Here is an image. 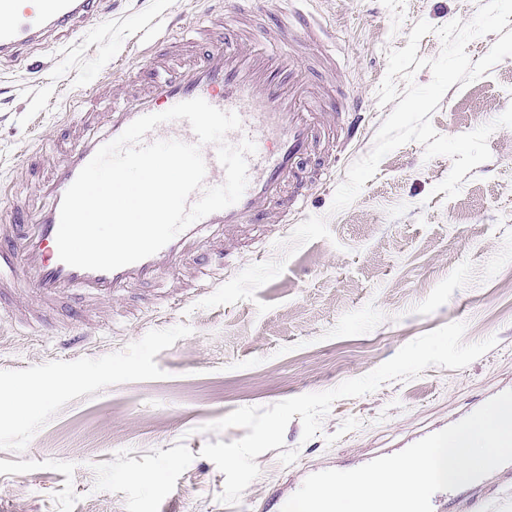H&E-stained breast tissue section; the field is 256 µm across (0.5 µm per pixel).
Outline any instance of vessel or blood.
Wrapping results in <instances>:
<instances>
[{
	"instance_id": "vessel-or-blood-1",
	"label": "vessel or blood",
	"mask_w": 512,
	"mask_h": 512,
	"mask_svg": "<svg viewBox=\"0 0 512 512\" xmlns=\"http://www.w3.org/2000/svg\"><path fill=\"white\" fill-rule=\"evenodd\" d=\"M110 5L111 0H0V60L68 37L97 21ZM316 32V26L297 30L277 17L257 30L249 12L222 6L209 8L197 22L165 28L161 41L141 44L151 72L115 82L111 112L102 117L90 108L79 125L61 126V134L70 137L66 144L52 136L38 138L32 157L36 164H48L49 172L38 180L34 201L18 202L13 185H0V197L8 201L0 220V296L23 288L47 303L71 291L80 300L103 302L131 286L154 282L190 255L198 258L193 278L204 286L224 270L225 234L244 224L283 223L313 185L311 165L327 164L315 151L321 135L359 106L356 98L313 81L302 48ZM270 40L296 49L286 58L260 49V42ZM195 98L239 116L241 126L228 133V143L249 139L256 145L247 157L248 185L241 199L136 263L99 271L62 262L56 243L60 206L81 169L139 117ZM158 140L193 144L197 137L188 121L178 120L158 125L144 138L148 144ZM201 154L205 186L223 184L216 146L203 145ZM305 478L302 472L291 475L270 493L261 512H282ZM493 494L512 497V462L465 488L435 493L431 503L433 512H486Z\"/></svg>"
}]
</instances>
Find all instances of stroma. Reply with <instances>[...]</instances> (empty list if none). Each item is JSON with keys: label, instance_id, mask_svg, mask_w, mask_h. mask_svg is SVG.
<instances>
[{"label": "stroma", "instance_id": "35a3bbf8", "mask_svg": "<svg viewBox=\"0 0 512 512\" xmlns=\"http://www.w3.org/2000/svg\"><path fill=\"white\" fill-rule=\"evenodd\" d=\"M273 14L296 4L262 0ZM487 0H301L329 25L307 55L334 67L330 83L362 97L354 139L337 137L335 162L284 224H246L229 247L222 281L197 290L194 266L91 305L71 323L68 297L43 310L33 293L0 303V512H226L225 476L202 457L206 443L245 436L206 431L243 406L267 407L335 388L444 325H465L467 343L496 345L462 369L433 366L363 396L336 400L321 432L302 438L292 419L285 444L257 457L260 475L242 493L262 502L295 467L352 464L407 435L479 405L512 382V128L488 140L491 157L449 199L434 187L452 167L425 159L420 143L386 155L353 202L331 213L349 167L373 148L391 113L378 103L387 53L404 48L419 20L435 31L418 54L435 58L437 27L470 21ZM205 0H112V11L77 42L36 46L0 64V182L33 195L26 158L56 121H76L92 86L116 65L138 73L131 53L143 23L202 15ZM512 106V57L464 87L451 86L431 117L455 136ZM45 384L44 401L18 413L16 398Z\"/></svg>", "mask_w": 512, "mask_h": 512}]
</instances>
